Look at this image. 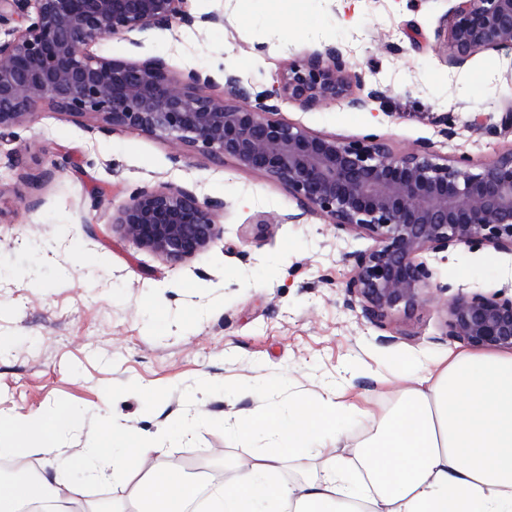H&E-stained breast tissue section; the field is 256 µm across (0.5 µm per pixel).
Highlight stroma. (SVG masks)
Wrapping results in <instances>:
<instances>
[{
  "instance_id": "stroma-1",
  "label": "stroma",
  "mask_w": 512,
  "mask_h": 512,
  "mask_svg": "<svg viewBox=\"0 0 512 512\" xmlns=\"http://www.w3.org/2000/svg\"><path fill=\"white\" fill-rule=\"evenodd\" d=\"M453 0H191L194 26L176 25L92 44L98 58L164 59L171 74L225 73L263 91L289 63L333 44L358 79L353 91L380 99L304 110L281 104L278 119L341 142L382 139L397 152L431 144L472 167L512 148V134L489 131L512 103V57L476 54L448 65L444 41ZM219 21L201 22L204 14ZM428 37L412 46L408 28ZM453 136H445L444 127ZM174 146L98 117L41 107L34 119L0 132V462L15 459L6 419L14 412L74 410L66 447L102 444L118 416L136 432L171 429L161 462L198 463L214 455L251 463L265 434L235 439L229 416L257 414L258 394L279 387L285 413L317 404L321 385L343 384L347 399L373 416L395 407L403 367L439 359L468 344L446 334V295L384 326L348 307L352 275L345 253L371 238L336 229L319 215L275 224L296 211L282 184L240 170L232 160ZM172 185L223 202L222 235L178 264L124 237L112 214L135 192ZM103 206H95L96 198ZM432 283L454 292L512 291V254L487 247L423 253ZM204 415L192 435L187 414Z\"/></svg>"
}]
</instances>
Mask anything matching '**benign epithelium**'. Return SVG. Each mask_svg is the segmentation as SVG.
Listing matches in <instances>:
<instances>
[{"label":"benign epithelium","mask_w":512,"mask_h":512,"mask_svg":"<svg viewBox=\"0 0 512 512\" xmlns=\"http://www.w3.org/2000/svg\"><path fill=\"white\" fill-rule=\"evenodd\" d=\"M188 0H34V13L0 40V130L23 124L46 104L57 112L95 115L114 127L164 138L180 152L230 159L288 188L298 212L276 217L298 224L320 213L337 228L375 241L352 253L346 293L364 316L383 326L395 312L412 314L432 285L418 255L480 245L512 253V148L472 171L467 160L435 161L427 144L396 153L381 139L340 143L273 118L282 102L307 110L336 100L360 109L351 94L341 50L326 45L288 65L272 89L254 93L224 74L223 95L196 70L174 77L164 61L95 58L89 45L199 18ZM24 11L22 0H0V24ZM448 65L462 68L477 53L512 54V0H454L446 32ZM222 204L199 201L172 186L133 194L112 217L125 236L178 263L210 247L220 234ZM447 335L474 347L512 349V297L452 296Z\"/></svg>","instance_id":"7a95c632"}]
</instances>
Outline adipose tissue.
I'll list each match as a JSON object with an SVG mask.
<instances>
[{
	"mask_svg": "<svg viewBox=\"0 0 512 512\" xmlns=\"http://www.w3.org/2000/svg\"><path fill=\"white\" fill-rule=\"evenodd\" d=\"M404 379L400 403L348 460L327 451L358 415L335 388H326L313 410L284 415L270 408L236 422L242 438L266 429L271 446L251 465L235 466L231 486L211 492L209 512H512V351L452 353ZM76 422L68 410L11 416L15 451L46 455L54 464L38 487L8 484L0 512H21L39 487L72 512H95L84 501L86 485L139 468L160 453L166 436H143L115 418L104 444L73 455L62 442ZM308 450L321 455L319 472L294 485L276 483L278 464ZM74 464L81 480L70 476ZM353 467L362 481L350 478ZM197 494L185 472L160 465L138 485L135 501L138 512H184Z\"/></svg>",
	"mask_w": 512,
	"mask_h": 512,
	"instance_id": "adipose-tissue-1",
	"label": "adipose tissue"
}]
</instances>
